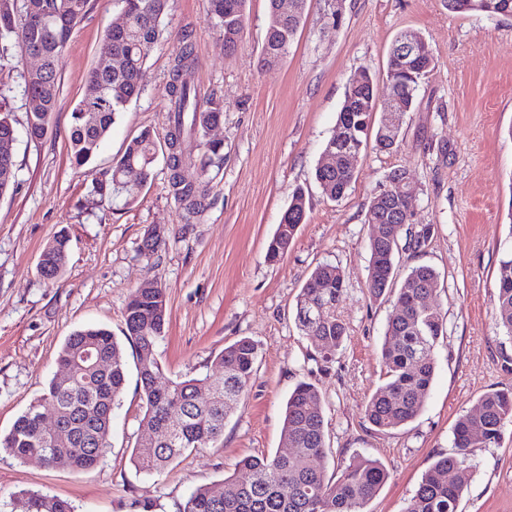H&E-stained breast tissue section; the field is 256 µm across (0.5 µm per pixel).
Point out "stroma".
<instances>
[{
    "instance_id": "35a3bbf8",
    "label": "stroma",
    "mask_w": 512,
    "mask_h": 512,
    "mask_svg": "<svg viewBox=\"0 0 512 512\" xmlns=\"http://www.w3.org/2000/svg\"><path fill=\"white\" fill-rule=\"evenodd\" d=\"M326 0H307L305 20L282 63L262 69L268 0H247L246 29L234 51L211 27L204 0H170L165 28L143 69L142 93L101 142L97 156L74 166L71 112L118 22L114 0H89L63 51L60 92L47 136L23 133L29 102H11L20 131L14 191L0 195V433L41 395L58 369L65 339L77 328L108 326L122 338L127 376L112 413L109 451L94 468L47 467L0 456V500L44 492L76 512H179L200 486L221 488L248 456L273 453L283 441L289 393L301 381L321 392L327 453L319 462L340 473L354 454L378 459L389 479L366 512H402L438 456L454 453L457 418L486 392L512 388V337L495 316L496 272L512 249V17L449 12L446 0H346L339 27L326 26ZM421 32L435 57L393 153L363 151L345 197L331 201L312 179L331 137L348 83L367 72L384 78L399 32ZM198 64L202 98L224 103L207 139L223 159L208 172L207 207L185 221L169 183L166 86L183 38ZM151 131L161 148L154 175L130 207L96 194L128 142ZM395 168L419 192L413 225L432 235L418 252L400 251L396 275L428 264L438 274L432 298L446 319L437 370L422 412L381 432L365 405L384 382L380 347L394 295L367 288L371 227L366 209ZM310 198L287 254L265 258L291 192ZM67 229L71 249L57 283L37 271L43 248ZM164 241L145 254V239ZM339 266L346 290L336 314L348 337L331 362L318 360L295 323L297 297L321 264ZM153 280L166 291L168 325L155 348L159 384L177 376L215 375V355L238 338L258 344L253 381L224 422L215 446L185 455L159 476L136 472L131 455L145 433L137 350L122 337L132 289ZM461 476L458 512H512V422L497 443L474 449Z\"/></svg>"
}]
</instances>
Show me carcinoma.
Returning a JSON list of instances; mask_svg holds the SVG:
<instances>
[{
  "mask_svg": "<svg viewBox=\"0 0 512 512\" xmlns=\"http://www.w3.org/2000/svg\"><path fill=\"white\" fill-rule=\"evenodd\" d=\"M129 18L126 30L108 29L112 41V68L94 67L86 81L82 99L71 113V158L76 166L90 162L100 142L108 135L129 102L142 91V71L150 51L163 35L162 22L169 0H117ZM448 11L461 14L512 16V0H447ZM88 0H0V62L22 58L34 49L45 57L40 72L22 76L23 94L38 99L41 110L26 113V134L32 141L44 139L59 96V70L63 50L73 28L82 20ZM246 0H206V12L213 29L233 51L242 40ZM303 17L282 21L275 16V0H269V23L259 57V65L269 68L288 54ZM408 73L394 88L404 113L414 108L420 82L435 69L429 44H423L406 61ZM196 58L189 41L175 58L167 93L169 113L168 147L201 129L219 123L224 106L209 99L200 103L192 81ZM377 96L375 76L364 73L348 86L337 114L336 127L328 144H338L339 159L332 169L315 168L313 179L326 198H342L354 180L352 158L369 143L380 152L392 153L397 147L385 143L380 124H372ZM16 140L12 111L0 105V165L9 160L15 167L14 153L3 155L7 141ZM204 153L195 170H187L183 159L168 152L170 184L187 214L206 207L204 179L213 158L222 146L203 144ZM158 145L144 131L133 138L124 154L112 166L111 181L96 193L110 194L125 206L133 205L137 189L118 191L125 168L140 170L141 182L151 178ZM408 173L393 169L387 176V199L373 200L366 211L368 224H380L384 233L369 239L368 289L378 298L394 285L395 257L399 247L419 251L427 242L431 227L420 229L392 224V210L404 214L406 200L394 182ZM309 199L306 190L293 189L290 203L273 238L266 258L274 262L290 247L297 228L304 223ZM405 244H400V240ZM69 236H54L41 253V276L57 281L64 275ZM438 273L429 265L411 267L396 294L395 312L388 318L381 345L386 380L365 405V417L378 430L388 431L414 420L422 410L437 368V349L444 332L441 312L430 304L436 291ZM496 319L506 335L512 337V251L500 260L496 275ZM345 275L341 268L321 264L310 274L299 294L296 323L310 338L324 360L338 351L347 332L333 313L313 322L309 316L341 301ZM123 319L125 338L138 350L154 348L165 336L166 293L162 286L135 288L126 302ZM258 345L241 337L214 358L224 374L221 391L210 403L195 398L200 389L214 386L209 378L181 377L162 387L155 379L161 371L158 360L138 364L139 385L143 394L142 421L158 430L156 442L137 443L133 449L135 468L146 475H161L176 459L211 448L224 435V420L245 395L254 375ZM59 373L48 382L43 394L34 399L16 419L9 432L0 436V454L20 461L38 458L49 467L89 469L107 453L112 426V411L119 404L125 387L123 350L112 332L99 326L75 330L58 355ZM45 403L57 406L68 426V436L56 441L46 433L39 410ZM512 422V388L485 393L475 410L462 414L454 425L452 455H441L426 470L407 500L404 512H458L465 492V481H448V472L460 467L474 448H483L500 438L505 422ZM284 447L271 455L250 456L238 462L247 479H224V490L201 486L188 496L182 512H364V506L378 495L388 480V472L377 460L355 454L340 475L328 477L313 461L325 455L326 440L322 398L318 387L299 382L288 397L284 411ZM22 512H74L73 506L48 493H23L17 498Z\"/></svg>",
  "mask_w": 512,
  "mask_h": 512,
  "instance_id": "cac0c4a2",
  "label": "carcinoma"
}]
</instances>
